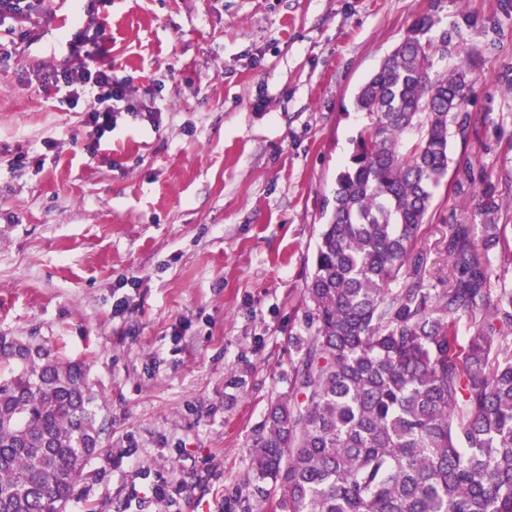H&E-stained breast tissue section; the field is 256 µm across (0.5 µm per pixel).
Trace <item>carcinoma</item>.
Returning <instances> with one entry per match:
<instances>
[{"mask_svg":"<svg viewBox=\"0 0 512 512\" xmlns=\"http://www.w3.org/2000/svg\"><path fill=\"white\" fill-rule=\"evenodd\" d=\"M457 38L418 17L354 95L366 123L323 210L314 334L252 444L272 512H512V287H489L506 228L492 191L480 232L448 227V287L411 259L471 126L467 71L435 68ZM103 431L83 361L0 335V512H66Z\"/></svg>","mask_w":512,"mask_h":512,"instance_id":"obj_1","label":"carcinoma"}]
</instances>
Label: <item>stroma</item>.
<instances>
[{
	"mask_svg": "<svg viewBox=\"0 0 512 512\" xmlns=\"http://www.w3.org/2000/svg\"><path fill=\"white\" fill-rule=\"evenodd\" d=\"M456 29L474 125L417 246L433 288L448 227L492 186L512 280V0H46L0 22V334L89 368L102 452L67 512H270L250 451L314 333L324 201L364 118L358 86L418 14ZM106 63L134 112L91 130L37 70ZM122 312H115L116 303Z\"/></svg>",
	"mask_w": 512,
	"mask_h": 512,
	"instance_id": "1",
	"label": "stroma"
}]
</instances>
